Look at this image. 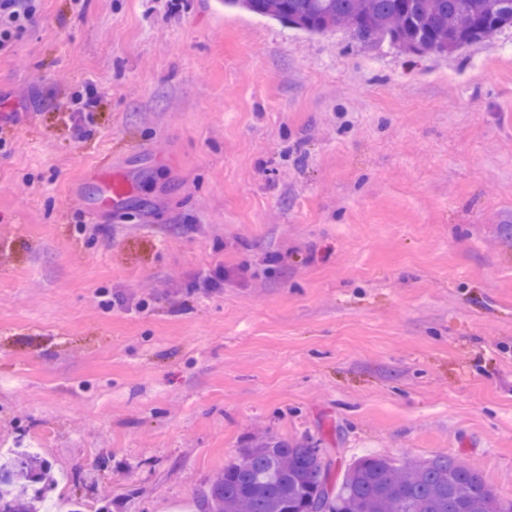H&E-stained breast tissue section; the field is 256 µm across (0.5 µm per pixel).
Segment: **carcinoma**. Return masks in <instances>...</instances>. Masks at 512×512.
<instances>
[{
  "label": "carcinoma",
  "mask_w": 512,
  "mask_h": 512,
  "mask_svg": "<svg viewBox=\"0 0 512 512\" xmlns=\"http://www.w3.org/2000/svg\"><path fill=\"white\" fill-rule=\"evenodd\" d=\"M249 13L319 33L346 29L412 55L441 56L512 28V0H224ZM54 483L31 451L0 458V512H43ZM215 512H512L475 470L442 456L400 463L362 457L329 489V464L312 444L265 435L209 488Z\"/></svg>",
  "instance_id": "obj_1"
}]
</instances>
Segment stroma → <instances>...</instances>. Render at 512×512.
Wrapping results in <instances>:
<instances>
[{"label": "stroma", "instance_id": "1", "mask_svg": "<svg viewBox=\"0 0 512 512\" xmlns=\"http://www.w3.org/2000/svg\"><path fill=\"white\" fill-rule=\"evenodd\" d=\"M258 430L512 498V31L39 0L0 49V448L86 512H203Z\"/></svg>", "mask_w": 512, "mask_h": 512}]
</instances>
